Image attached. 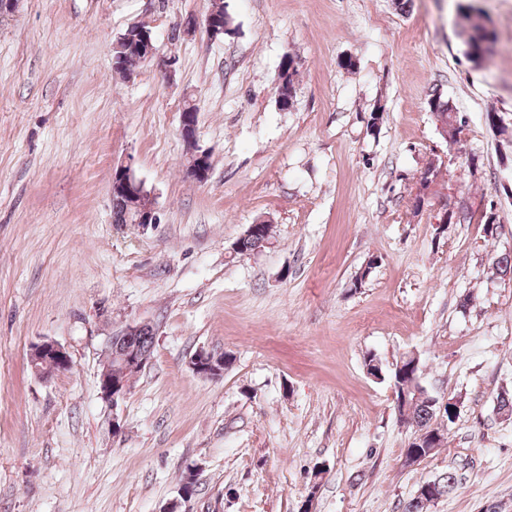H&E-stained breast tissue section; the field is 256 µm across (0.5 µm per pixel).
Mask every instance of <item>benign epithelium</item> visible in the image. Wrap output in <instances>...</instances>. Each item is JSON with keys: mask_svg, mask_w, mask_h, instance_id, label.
Wrapping results in <instances>:
<instances>
[{"mask_svg": "<svg viewBox=\"0 0 512 512\" xmlns=\"http://www.w3.org/2000/svg\"><path fill=\"white\" fill-rule=\"evenodd\" d=\"M179 131L181 138L191 142L197 141V136L191 135V132L198 131L196 109L182 110ZM187 173L199 182L206 180L209 173L206 152L195 150L187 165ZM111 189L127 197V219L130 223L142 226L158 223L154 196L134 176L132 161L122 162L113 168ZM146 328V322L133 323L126 326L120 334L110 338L99 376V390L103 399L115 404L117 400L125 397L131 380L148 365L150 358L143 354L134 342L139 333ZM28 363L36 377L48 382L68 371L71 359L63 345L45 339L30 347ZM189 365L195 375L205 380H218L224 375V357L220 354L201 350L191 357Z\"/></svg>", "mask_w": 512, "mask_h": 512, "instance_id": "benign-epithelium-1", "label": "benign epithelium"}]
</instances>
